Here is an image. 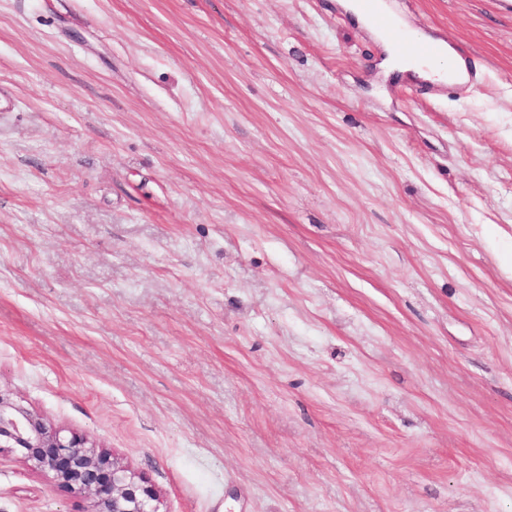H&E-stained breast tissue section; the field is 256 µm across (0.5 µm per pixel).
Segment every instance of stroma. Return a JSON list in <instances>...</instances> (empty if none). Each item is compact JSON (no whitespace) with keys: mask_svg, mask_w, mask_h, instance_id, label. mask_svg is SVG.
Masks as SVG:
<instances>
[{"mask_svg":"<svg viewBox=\"0 0 512 512\" xmlns=\"http://www.w3.org/2000/svg\"><path fill=\"white\" fill-rule=\"evenodd\" d=\"M0 0V391L161 512H512V0ZM0 450V512H90ZM358 3L361 11L369 16L379 28L387 32L391 40L400 41V34L393 29L389 19L378 11L376 0H359ZM372 31L381 41L383 50L386 53L377 65L380 72L385 76L398 72L400 74H411L431 82L445 83L447 80L450 82H460L467 75L465 60L457 53L454 47L443 40H439L441 41V55L431 60L427 59L432 58L439 52L437 45L431 42H422L418 46L415 42L406 43L403 45L404 52L423 60L407 58L404 61H400L392 44L374 30ZM448 57L453 61L454 65L451 70H448ZM454 73V77H451L450 75Z\"/></svg>","mask_w":512,"mask_h":512,"instance_id":"obj_1","label":"stroma"}]
</instances>
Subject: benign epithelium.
I'll return each instance as SVG.
<instances>
[{"mask_svg": "<svg viewBox=\"0 0 512 512\" xmlns=\"http://www.w3.org/2000/svg\"><path fill=\"white\" fill-rule=\"evenodd\" d=\"M22 454L37 473L67 491L93 496L90 512H160L145 479L87 438L48 422L0 391V449Z\"/></svg>", "mask_w": 512, "mask_h": 512, "instance_id": "obj_1", "label": "benign epithelium"}]
</instances>
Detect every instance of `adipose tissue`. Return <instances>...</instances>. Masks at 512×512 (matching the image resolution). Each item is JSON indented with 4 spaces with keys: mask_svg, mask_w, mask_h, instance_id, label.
Wrapping results in <instances>:
<instances>
[{
    "mask_svg": "<svg viewBox=\"0 0 512 512\" xmlns=\"http://www.w3.org/2000/svg\"><path fill=\"white\" fill-rule=\"evenodd\" d=\"M384 57L379 61L378 68L384 75L398 72L411 74L432 82L443 83L447 80L462 81L467 75L465 60L449 43H442L440 56L430 60L407 59L399 60L391 43H384Z\"/></svg>",
    "mask_w": 512,
    "mask_h": 512,
    "instance_id": "obj_1",
    "label": "adipose tissue"
}]
</instances>
